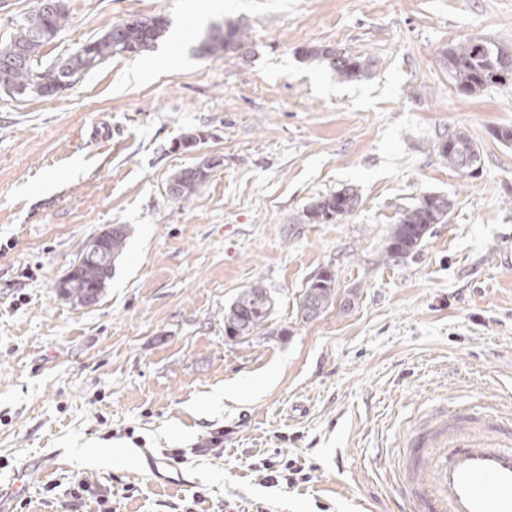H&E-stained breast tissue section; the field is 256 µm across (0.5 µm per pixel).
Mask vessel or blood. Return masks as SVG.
I'll list each match as a JSON object with an SVG mask.
<instances>
[{
  "instance_id": "vessel-or-blood-1",
  "label": "vessel or blood",
  "mask_w": 512,
  "mask_h": 512,
  "mask_svg": "<svg viewBox=\"0 0 512 512\" xmlns=\"http://www.w3.org/2000/svg\"><path fill=\"white\" fill-rule=\"evenodd\" d=\"M408 512H512V418L432 406L384 472Z\"/></svg>"
}]
</instances>
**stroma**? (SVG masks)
Returning a JSON list of instances; mask_svg holds the SVG:
<instances>
[{
  "label": "stroma",
  "mask_w": 512,
  "mask_h": 512,
  "mask_svg": "<svg viewBox=\"0 0 512 512\" xmlns=\"http://www.w3.org/2000/svg\"><path fill=\"white\" fill-rule=\"evenodd\" d=\"M64 5L46 65L130 18L169 26L56 96L0 91V512H100L103 496L114 512H393L383 451L430 403L512 415V143L494 136L512 128V87L461 93L439 61L464 38L512 49V0ZM224 21L243 46L200 56ZM306 46L370 68L345 78ZM453 129L481 151L475 177L435 149ZM204 156L224 164L172 201L169 178ZM344 187L352 213L306 223ZM429 193L448 195V222L387 260L392 224ZM115 224L130 235L100 301L58 297L83 242ZM326 268L334 304L298 319ZM256 282L272 316L225 336ZM225 385L234 401L202 407Z\"/></svg>",
  "instance_id": "obj_1"
}]
</instances>
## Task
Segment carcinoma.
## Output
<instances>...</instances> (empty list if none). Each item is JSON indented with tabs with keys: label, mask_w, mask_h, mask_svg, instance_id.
<instances>
[{
	"label": "carcinoma",
	"mask_w": 512,
	"mask_h": 512,
	"mask_svg": "<svg viewBox=\"0 0 512 512\" xmlns=\"http://www.w3.org/2000/svg\"><path fill=\"white\" fill-rule=\"evenodd\" d=\"M68 22L63 0H40L38 9L25 16L15 30L0 39V88L22 89L39 97H52L65 90L79 76L97 67L105 60L119 55H140L153 48L166 33L169 22L161 14L134 18L122 31H107L84 44L78 51L51 66L39 65L42 48L55 40ZM245 32L232 22L211 27L197 46L202 56L227 55L242 44ZM498 46L481 38H468L442 52L441 62L448 71L453 86L462 93L476 94L488 87L502 84L493 51ZM336 70L352 79L368 68L361 57L347 53L333 54ZM448 167L458 174L474 176L481 165V152L472 137L462 129L448 132V137L437 146ZM212 174L206 159L182 169L169 180L167 194L175 202L186 201L203 186ZM359 204L357 193L342 188L313 202L306 211L309 224H326L329 215L339 218L354 211ZM451 204L448 197L425 194L411 207L403 210L398 223L392 225L387 238V257L403 258L417 254L436 224L448 222ZM128 238V228L115 224L108 232L91 237L85 243L70 268L74 269L73 281L66 288L56 283L58 296L85 306L90 298L102 295L112 279V269L123 254ZM335 274L323 270L307 283L296 302L297 317L306 321L314 306L326 309L335 301ZM274 308L270 291L253 283L242 289L230 307L224 310V333L231 338L250 336L271 317Z\"/></svg>",
	"instance_id": "carcinoma-1"
}]
</instances>
